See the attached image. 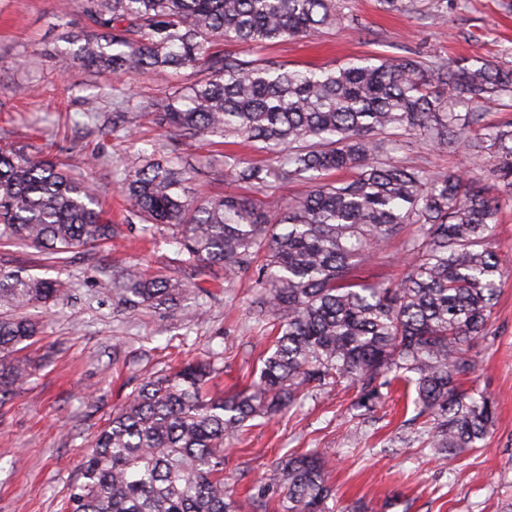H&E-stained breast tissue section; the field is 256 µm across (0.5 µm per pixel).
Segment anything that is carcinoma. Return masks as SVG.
<instances>
[{"label": "carcinoma", "mask_w": 512, "mask_h": 512, "mask_svg": "<svg viewBox=\"0 0 512 512\" xmlns=\"http://www.w3.org/2000/svg\"><path fill=\"white\" fill-rule=\"evenodd\" d=\"M85 25L68 37L66 64L102 72L203 77L141 106L166 129L169 151L116 170L130 218L172 232L179 262L215 278L254 271L256 324L275 336L258 378L230 396L208 394L213 365L186 362L143 378L84 455L66 512H242L224 482V437L257 417L285 412L297 394L329 378L373 404L379 387L415 385L430 445L444 454L476 448L495 424L471 342L488 333L499 296L501 255L491 246L502 194L512 193V120L472 136L487 103L512 102V69L411 56L366 57L338 69L298 72L225 43L264 47L307 38L341 21L336 0H77ZM99 127L123 138L129 113ZM465 111L459 112L457 108ZM439 151L495 150L492 186L391 157L400 138ZM233 137L268 155L224 156L226 175L248 188L202 197L198 165L182 147ZM335 172L348 177L333 178ZM306 193L268 198L277 182ZM408 269L397 282L367 283L372 263L404 228ZM116 235L96 189L67 165L26 146L0 144V242L52 256ZM99 287L129 307L167 308L186 292L163 275L114 270ZM67 282L0 270V407L31 367L20 357L37 336L22 316L48 309ZM328 460L317 449L280 458L282 512H330ZM267 512L270 487L250 495Z\"/></svg>", "instance_id": "cac0c4a2"}]
</instances>
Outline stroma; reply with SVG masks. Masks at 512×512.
Listing matches in <instances>:
<instances>
[{
  "label": "stroma",
  "mask_w": 512,
  "mask_h": 512,
  "mask_svg": "<svg viewBox=\"0 0 512 512\" xmlns=\"http://www.w3.org/2000/svg\"><path fill=\"white\" fill-rule=\"evenodd\" d=\"M345 19L305 41L263 48L264 56L293 69L340 67L370 55H408L423 61L465 57L512 68V0H447L445 20L434 19L432 0L411 11L387 12L379 0H336ZM84 24L78 7L61 14L60 0H0V140L47 148L71 171L93 181L118 224L111 248L44 259L37 249L0 245V268L59 278L69 297L51 310L27 309L41 326L29 349L31 377L0 407V512H62L77 465L106 419L152 371L165 369L167 341L187 359L213 360L211 392L227 396L261 367L267 333L250 305L257 295L252 272L239 271L224 287L192 295L167 311L118 305L99 288L103 268L115 265L162 274L187 283L166 235L145 241L139 221H127L114 192L113 172L144 155H163L167 139L146 117L134 119V138L117 146L84 111L112 117L113 88L137 98L162 99L170 82L156 75L103 74L65 65L69 34ZM32 94L20 98L17 87ZM199 161L197 189L206 195L235 190L224 175V156L251 162L262 152L208 137L186 145ZM423 168L487 175L494 152L476 157L459 149L441 152L404 137L397 152ZM495 243L503 263L501 292L489 334L475 349V384L494 404L496 422L484 447L441 457L427 446L415 389L391 385L367 409L355 390L327 384L303 395L287 413L225 439L224 480L238 496L255 483L276 484L278 458L291 451L324 448L330 465L332 512H512V199L503 198Z\"/></svg>",
  "instance_id": "35a3bbf8"
}]
</instances>
